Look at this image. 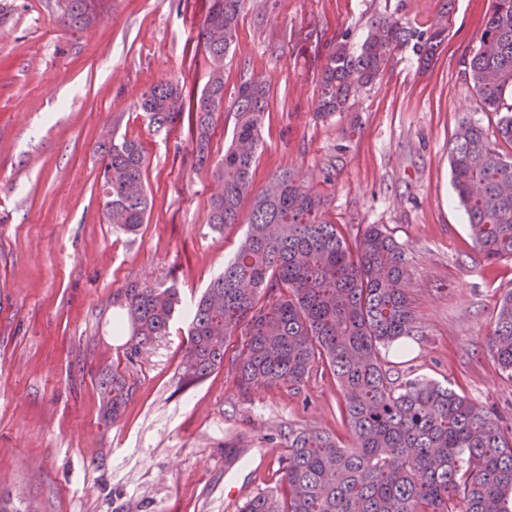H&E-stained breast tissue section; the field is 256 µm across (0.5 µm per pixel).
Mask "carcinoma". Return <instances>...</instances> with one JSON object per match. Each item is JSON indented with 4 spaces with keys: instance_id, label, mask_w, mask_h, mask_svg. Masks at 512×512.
<instances>
[{
    "instance_id": "obj_1",
    "label": "carcinoma",
    "mask_w": 512,
    "mask_h": 512,
    "mask_svg": "<svg viewBox=\"0 0 512 512\" xmlns=\"http://www.w3.org/2000/svg\"><path fill=\"white\" fill-rule=\"evenodd\" d=\"M243 2L206 0L196 39L207 59V99L168 79L138 101L156 131L188 120L197 165L214 164L219 183L209 202L214 229L239 223L252 197L245 240L193 312L183 375L193 382L226 365L243 391L255 383L296 389L320 360L336 378L354 443L345 447L321 431L288 434L280 485L247 498L240 512H512V427L454 389L418 378L398 384L385 368L381 349L417 331L404 247L377 224L349 241L321 198L288 171L253 189L269 89L249 77L224 102V61ZM97 7L57 0L59 21L73 28L91 24ZM447 36L443 20L416 29L382 17L359 49L336 42L320 66L318 116L349 110L354 91L373 84L408 45L427 66ZM467 74L484 109L499 113L494 139L512 144V0H494ZM224 112L233 118L232 138L214 162L210 131ZM449 153L474 247L489 261L512 258V154L465 121ZM102 164L104 208L116 227L135 234L151 205L143 149L110 135ZM116 298L132 327V356L167 334L179 305L173 286L129 284ZM234 336L240 341L231 352ZM488 343L512 379L511 290L498 303ZM99 388L103 418L118 419L135 384L114 370Z\"/></svg>"
}]
</instances>
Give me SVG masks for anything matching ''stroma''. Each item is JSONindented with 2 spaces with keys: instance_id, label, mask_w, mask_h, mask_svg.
Returning <instances> with one entry per match:
<instances>
[{
  "instance_id": "1",
  "label": "stroma",
  "mask_w": 512,
  "mask_h": 512,
  "mask_svg": "<svg viewBox=\"0 0 512 512\" xmlns=\"http://www.w3.org/2000/svg\"><path fill=\"white\" fill-rule=\"evenodd\" d=\"M493 0H244L224 64L233 97L250 76L270 88L255 187L291 170L347 238L368 224L406 247L418 331L402 378L465 393L512 421V380L487 347L512 258L474 248L452 185L448 145L462 120L494 132L466 74ZM205 0H102L86 29L55 0H0V496L26 512H239L276 486L289 432L351 445L336 380L314 364L300 388L241 395L227 367L185 382L191 313L234 256L245 224L213 230L210 170L186 124L153 131L136 104L165 79L202 89L196 34ZM393 16L448 19L428 67L397 53L351 111L317 118L318 66L336 40L358 46ZM147 157L148 219L127 235L104 212L99 145L107 130ZM175 286L166 336L130 357L117 288ZM118 368L135 393L116 421L98 379Z\"/></svg>"
}]
</instances>
